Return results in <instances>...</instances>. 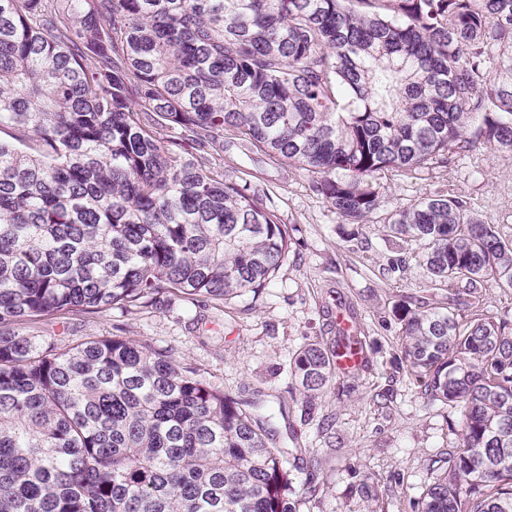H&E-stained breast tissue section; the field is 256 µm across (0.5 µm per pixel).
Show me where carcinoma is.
I'll return each mask as SVG.
<instances>
[{
	"mask_svg": "<svg viewBox=\"0 0 512 512\" xmlns=\"http://www.w3.org/2000/svg\"><path fill=\"white\" fill-rule=\"evenodd\" d=\"M226 131L358 223L389 171L512 151V0H0V512H296L298 449L251 402L117 334L16 331L263 288L295 228L198 165ZM387 227L469 297L396 310L402 358L459 411L463 450L421 512H512V325L466 312L512 288V241L450 194ZM340 348L363 352L348 336L296 352L305 397Z\"/></svg>",
	"mask_w": 512,
	"mask_h": 512,
	"instance_id": "obj_1",
	"label": "carcinoma"
}]
</instances>
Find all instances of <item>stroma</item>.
Segmentation results:
<instances>
[{
	"instance_id": "stroma-1",
	"label": "stroma",
	"mask_w": 512,
	"mask_h": 512,
	"mask_svg": "<svg viewBox=\"0 0 512 512\" xmlns=\"http://www.w3.org/2000/svg\"><path fill=\"white\" fill-rule=\"evenodd\" d=\"M197 158L223 171L225 180L269 193L283 223L297 229L261 292H241L215 308L174 298L159 310L24 322L19 335L73 344L118 329L191 363L227 394L260 391L281 444L298 451L287 465L296 512H416L459 444L448 428L459 414L430 401L402 360L395 312L403 305L444 306L448 291L426 269L423 243L389 236L385 219L427 194L454 189L512 240V152H480L445 168L389 173L381 180L377 209L358 224L342 223L312 191L310 173L287 160L241 143ZM393 259L402 266L391 273ZM340 312L356 317L366 366L337 373L331 388L306 403L289 363L304 344L337 336Z\"/></svg>"
}]
</instances>
